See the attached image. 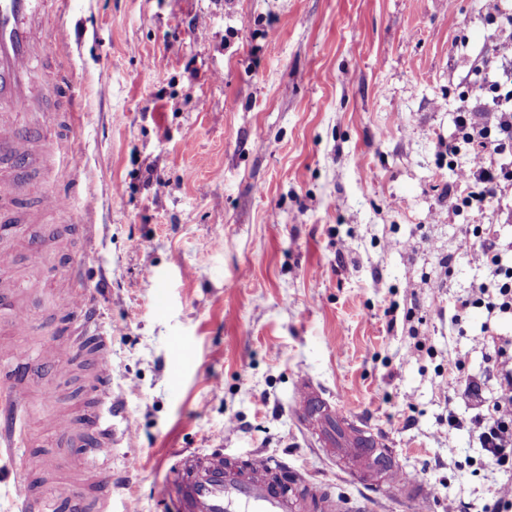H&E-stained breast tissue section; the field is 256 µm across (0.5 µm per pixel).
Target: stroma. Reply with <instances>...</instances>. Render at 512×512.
<instances>
[{
  "label": "stroma",
  "instance_id": "35a3bbf8",
  "mask_svg": "<svg viewBox=\"0 0 512 512\" xmlns=\"http://www.w3.org/2000/svg\"><path fill=\"white\" fill-rule=\"evenodd\" d=\"M505 36L483 0H69L48 53L75 85L81 166L29 171L67 207L23 228L94 227L93 251L78 234L52 250L87 254L112 333L134 436L108 467L133 512H165L175 453L208 448L284 456L368 512H415L313 449L288 412L301 376L389 437L434 487L428 512L512 500V468L487 461L448 386L458 359L493 398L481 337H512L484 307L458 322L448 307L491 277L462 252L470 226L512 249V181L454 210L469 157L445 152Z\"/></svg>",
  "mask_w": 512,
  "mask_h": 512
}]
</instances>
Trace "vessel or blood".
Returning <instances> with one entry per match:
<instances>
[{
	"label": "vessel or blood",
	"mask_w": 512,
	"mask_h": 512,
	"mask_svg": "<svg viewBox=\"0 0 512 512\" xmlns=\"http://www.w3.org/2000/svg\"><path fill=\"white\" fill-rule=\"evenodd\" d=\"M66 4L67 0H0V152L48 172L80 164L76 152L57 149V115L46 104L48 97L55 96L64 99L68 113H75L69 75L57 69L40 75L35 70L54 37L48 20L64 15ZM27 207L54 212L61 209L62 200L44 186H25L17 174L0 172V334L9 338L8 344L0 345V358H23L28 338L42 336L37 358L53 380L61 382L70 372L73 341L16 301L15 256L6 241L22 235ZM64 308L85 329L94 374L88 389L90 403L54 417L52 442L62 452L80 445L91 465L110 458L113 449L131 436L132 428L119 397L112 393L110 332L96 304L89 295L71 292ZM35 408L24 376L0 377V447L26 451L16 488L27 512H48L53 502L60 512H111L112 474L108 471L83 485H62L53 497L34 487V478L44 468L42 457L30 452L37 443L29 424ZM290 412L318 446L354 459V468L344 474L347 481L375 492L395 490L419 512L431 502L430 484L383 470L380 459L390 453L386 436L342 416L311 380L298 381ZM158 496L174 512H359L348 499L336 497L326 482L310 478L284 459L227 455L220 449L180 453L159 484Z\"/></svg>",
	"instance_id": "b4317fda"
}]
</instances>
